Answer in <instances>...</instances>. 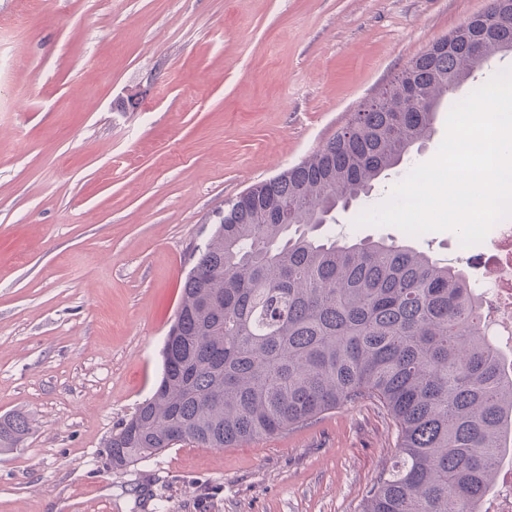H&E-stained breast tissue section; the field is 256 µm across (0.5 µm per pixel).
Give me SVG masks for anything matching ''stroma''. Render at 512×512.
Masks as SVG:
<instances>
[{
  "label": "stroma",
  "instance_id": "stroma-1",
  "mask_svg": "<svg viewBox=\"0 0 512 512\" xmlns=\"http://www.w3.org/2000/svg\"><path fill=\"white\" fill-rule=\"evenodd\" d=\"M490 0H0V512H361L399 453L366 402L238 448L123 471L107 444L150 396L215 212L328 142L414 57ZM339 241L465 259L454 233L355 226ZM31 431V424L24 415L0 418V447L18 448Z\"/></svg>",
  "mask_w": 512,
  "mask_h": 512
}]
</instances>
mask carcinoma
<instances>
[{
	"label": "carcinoma",
	"instance_id": "1",
	"mask_svg": "<svg viewBox=\"0 0 512 512\" xmlns=\"http://www.w3.org/2000/svg\"><path fill=\"white\" fill-rule=\"evenodd\" d=\"M469 18L299 164L216 212L193 255L161 348L152 395L108 443L124 469L178 445L229 448L375 401L399 455L363 512H483L499 458L512 454V376L485 334L482 298L459 267L405 244L322 240L430 135L448 95L512 47V0ZM0 418V447L31 433Z\"/></svg>",
	"mask_w": 512,
	"mask_h": 512
}]
</instances>
